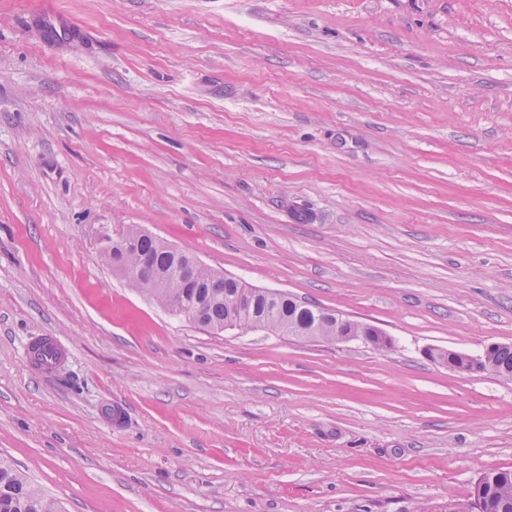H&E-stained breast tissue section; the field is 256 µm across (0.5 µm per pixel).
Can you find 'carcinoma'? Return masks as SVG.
Instances as JSON below:
<instances>
[{"label": "carcinoma", "mask_w": 512, "mask_h": 512, "mask_svg": "<svg viewBox=\"0 0 512 512\" xmlns=\"http://www.w3.org/2000/svg\"><path fill=\"white\" fill-rule=\"evenodd\" d=\"M152 256L160 268L169 265L170 259L164 252L163 242L149 237L139 238L132 249L124 255V261L136 264L140 256ZM215 270L206 266L197 271V287L184 288L181 282L170 279L168 287L156 288L148 279L131 282V286L165 308L170 301L178 299L187 306L203 305L204 318L215 331H224V325L234 318L228 309V301L218 299L220 288L211 287ZM254 314L275 322H293L304 327L319 330L321 339L340 342L346 332L337 325V319L324 321L318 314V308L306 303L298 305L286 296L277 302L268 304L259 298L254 306ZM34 361L38 365L56 368L62 360V354L53 345L39 340L33 343ZM484 369L489 368L505 381H512V344L503 343L492 346L485 358L478 361ZM457 512H512V470H494L484 473L475 483L473 496L465 503L456 504ZM0 512H60V506L47 495L36 489L13 466L0 457Z\"/></svg>", "instance_id": "cac0c4a2"}]
</instances>
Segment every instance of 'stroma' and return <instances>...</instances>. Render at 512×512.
I'll return each mask as SVG.
<instances>
[{"instance_id":"stroma-1","label":"stroma","mask_w":512,"mask_h":512,"mask_svg":"<svg viewBox=\"0 0 512 512\" xmlns=\"http://www.w3.org/2000/svg\"><path fill=\"white\" fill-rule=\"evenodd\" d=\"M132 225L391 346L208 331L102 261ZM493 343L512 0H0V456L64 512H448L512 383L427 352Z\"/></svg>"}]
</instances>
